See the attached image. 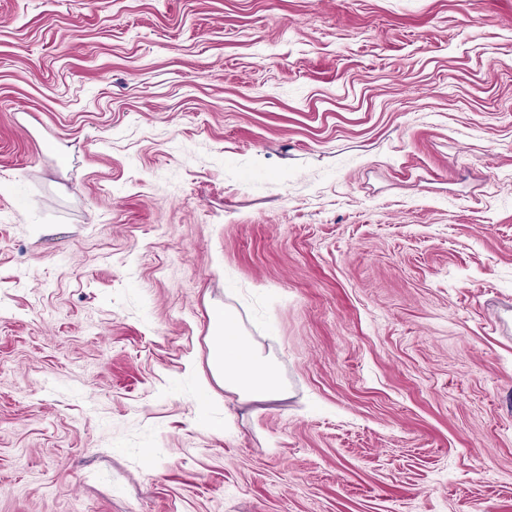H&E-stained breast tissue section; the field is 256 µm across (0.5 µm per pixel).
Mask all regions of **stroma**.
<instances>
[{
    "label": "stroma",
    "instance_id": "stroma-1",
    "mask_svg": "<svg viewBox=\"0 0 512 512\" xmlns=\"http://www.w3.org/2000/svg\"><path fill=\"white\" fill-rule=\"evenodd\" d=\"M0 512H512V0H0ZM210 320L211 377L243 401L261 403L281 399L284 391L273 365L249 344L234 315L224 308H215Z\"/></svg>",
    "mask_w": 512,
    "mask_h": 512
}]
</instances>
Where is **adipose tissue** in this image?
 I'll list each match as a JSON object with an SVG mask.
<instances>
[{"instance_id": "1", "label": "adipose tissue", "mask_w": 512, "mask_h": 512, "mask_svg": "<svg viewBox=\"0 0 512 512\" xmlns=\"http://www.w3.org/2000/svg\"><path fill=\"white\" fill-rule=\"evenodd\" d=\"M210 320L208 366L211 377L243 401L261 403L281 399L283 387L271 362L249 344L234 315L216 308Z\"/></svg>"}]
</instances>
